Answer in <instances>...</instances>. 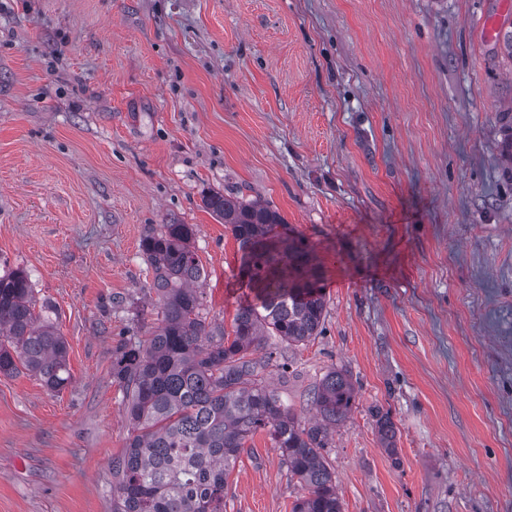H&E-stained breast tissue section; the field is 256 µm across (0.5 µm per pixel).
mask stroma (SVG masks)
<instances>
[{"label":"stroma","mask_w":512,"mask_h":512,"mask_svg":"<svg viewBox=\"0 0 512 512\" xmlns=\"http://www.w3.org/2000/svg\"><path fill=\"white\" fill-rule=\"evenodd\" d=\"M504 8L0 0V270L28 275L73 376H0V512H111L112 352L160 319L147 228L194 226L208 323L253 301L208 190L276 209L321 266L322 334L270 339L268 379L305 422L351 376L324 452L343 512H512V57L481 34ZM304 493L260 431L224 512ZM372 413L373 416L376 417V424L378 427V434L382 447L391 456L395 457L394 461L396 463L400 462L396 441L397 431L390 413L388 411L382 412L378 407L373 408Z\"/></svg>","instance_id":"obj_1"}]
</instances>
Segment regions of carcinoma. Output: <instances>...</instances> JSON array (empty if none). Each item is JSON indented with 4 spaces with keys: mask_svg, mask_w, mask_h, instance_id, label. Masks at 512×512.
<instances>
[{
    "mask_svg": "<svg viewBox=\"0 0 512 512\" xmlns=\"http://www.w3.org/2000/svg\"><path fill=\"white\" fill-rule=\"evenodd\" d=\"M203 204L239 243L240 272L256 302L237 309L229 333L207 324L194 225L146 230L140 248L154 274L162 322L146 341L132 336L112 353L129 426L125 448L112 458V512H224L227 477L260 430L307 490L293 512H342L323 451L331 427L355 404L351 378L334 370L315 386V418L307 424L264 381L273 359L269 338L303 344L322 332L326 301L316 287L317 259L302 239L275 233L284 220L266 204L233 192H210ZM35 308L25 272H1L0 374L22 368L60 392L71 382L68 343ZM372 413L382 447L400 463L390 413Z\"/></svg>",
    "mask_w": 512,
    "mask_h": 512,
    "instance_id": "1",
    "label": "carcinoma"
}]
</instances>
